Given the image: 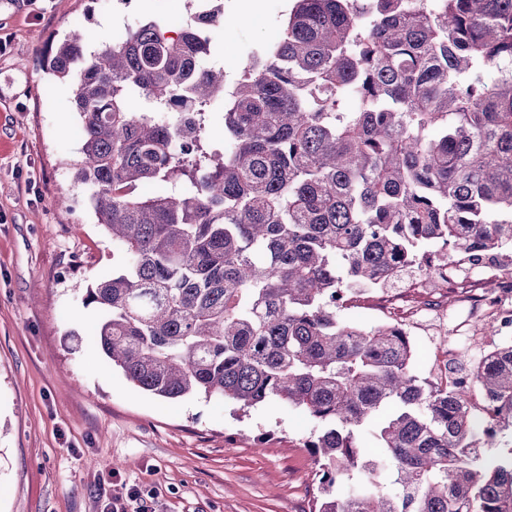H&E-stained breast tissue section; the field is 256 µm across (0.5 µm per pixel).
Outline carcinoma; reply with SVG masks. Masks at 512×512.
I'll use <instances>...</instances> for the list:
<instances>
[{"label":"carcinoma","instance_id":"obj_1","mask_svg":"<svg viewBox=\"0 0 512 512\" xmlns=\"http://www.w3.org/2000/svg\"><path fill=\"white\" fill-rule=\"evenodd\" d=\"M223 14L172 35L150 19L93 51L74 34L47 58L76 86L75 178L125 254L87 293L97 347L152 395L324 424L306 443L314 512H512V458L470 464L478 435L512 430V341L427 382L402 327L339 316L422 270L424 245L472 265L512 247V0H294L228 90L196 69Z\"/></svg>","mask_w":512,"mask_h":512}]
</instances>
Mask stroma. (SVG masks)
I'll use <instances>...</instances> for the list:
<instances>
[{"instance_id":"stroma-1","label":"stroma","mask_w":512,"mask_h":512,"mask_svg":"<svg viewBox=\"0 0 512 512\" xmlns=\"http://www.w3.org/2000/svg\"><path fill=\"white\" fill-rule=\"evenodd\" d=\"M224 0L213 57L235 79L279 39L291 0H262L242 16ZM200 0H123L111 16L93 0H0V512H311L316 464L306 443L321 424L275 402L168 400L135 388L94 342L88 288L121 260L73 179L83 132L74 86L43 61L76 27L113 38L146 19L171 27ZM109 29H102L104 19ZM512 281V257L457 263L453 280L411 273L367 292L342 319L398 322L415 340L422 380L448 364L465 372L512 340L486 297Z\"/></svg>"}]
</instances>
